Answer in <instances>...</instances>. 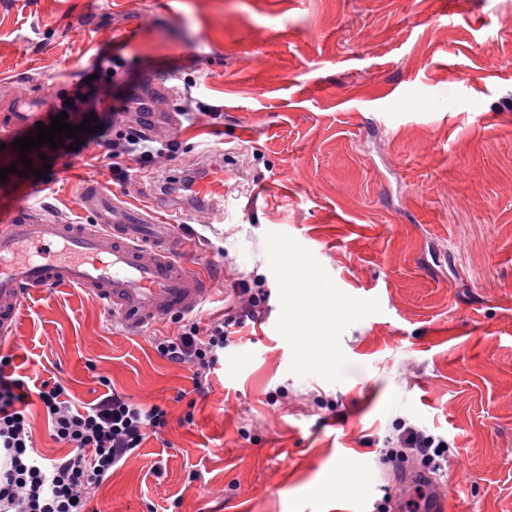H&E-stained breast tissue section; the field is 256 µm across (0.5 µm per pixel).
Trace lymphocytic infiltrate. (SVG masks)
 Segmentation results:
<instances>
[{"instance_id":"f902f5d3","label":"lymphocytic infiltrate","mask_w":512,"mask_h":512,"mask_svg":"<svg viewBox=\"0 0 512 512\" xmlns=\"http://www.w3.org/2000/svg\"><path fill=\"white\" fill-rule=\"evenodd\" d=\"M156 95L145 79L124 81L119 92L105 89L71 99L70 113L93 117L107 137L84 135V144L102 142L108 157L144 161L173 156L177 140L153 146L142 130L151 126ZM234 299L224 321L200 327L196 321L183 324L175 336H157L156 351L169 361L193 368L196 379L206 377L219 362L224 349V326L253 320L269 299L259 282L243 278L232 285ZM60 382H42L38 396L43 403L53 438L66 445V456L43 462L24 418L27 394L20 380L8 379L0 368V512H86L87 489L107 480L121 462L141 447L149 434L166 424V413L157 405L142 408L111 389L94 402L76 407L65 397ZM397 449L386 456L401 467L407 456L428 460L442 454V441L416 426H400Z\"/></svg>"}]
</instances>
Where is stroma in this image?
Here are the masks:
<instances>
[{
  "label": "stroma",
  "instance_id": "35a3bbf8",
  "mask_svg": "<svg viewBox=\"0 0 512 512\" xmlns=\"http://www.w3.org/2000/svg\"><path fill=\"white\" fill-rule=\"evenodd\" d=\"M126 36L124 71H153L150 134L176 158L118 177L103 148H65L25 187L0 181V200L82 224V182L147 205L158 179L223 160V223L162 218L219 275L197 320L221 318L242 277L269 305L226 326L200 393L152 343L181 320L132 336L83 289L34 294L0 354L41 455L66 453L35 392L56 380L78 405L111 387L166 412L88 512H406L416 486L383 461L401 422L445 441L453 512H512V0H0V84L67 95ZM282 249L357 310L337 362L290 339ZM343 464L356 482L338 492Z\"/></svg>",
  "mask_w": 512,
  "mask_h": 512
}]
</instances>
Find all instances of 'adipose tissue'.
Listing matches in <instances>:
<instances>
[{
    "instance_id": "adipose-tissue-1",
    "label": "adipose tissue",
    "mask_w": 512,
    "mask_h": 512,
    "mask_svg": "<svg viewBox=\"0 0 512 512\" xmlns=\"http://www.w3.org/2000/svg\"><path fill=\"white\" fill-rule=\"evenodd\" d=\"M317 279L316 271L307 266L301 267L296 276V303L303 326L296 342L298 349L331 358L335 355V346L328 331L331 326L347 319L352 309L346 302L320 293L315 287Z\"/></svg>"
}]
</instances>
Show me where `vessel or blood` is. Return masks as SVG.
<instances>
[{
    "instance_id": "1",
    "label": "vessel or blood",
    "mask_w": 512,
    "mask_h": 512,
    "mask_svg": "<svg viewBox=\"0 0 512 512\" xmlns=\"http://www.w3.org/2000/svg\"><path fill=\"white\" fill-rule=\"evenodd\" d=\"M194 191L210 220L223 222V167L211 166ZM77 196L89 223L60 221L34 203L0 225V347L14 343L26 300L49 286L89 292L132 332L193 313L213 292L214 280L183 247L178 225L161 223L151 208L126 206L96 181Z\"/></svg>"
}]
</instances>
